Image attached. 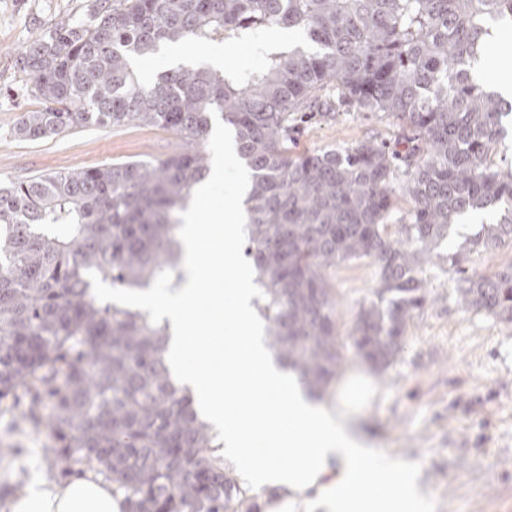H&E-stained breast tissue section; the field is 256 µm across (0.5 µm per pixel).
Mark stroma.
I'll return each mask as SVG.
<instances>
[{"label":"stroma","mask_w":512,"mask_h":512,"mask_svg":"<svg viewBox=\"0 0 512 512\" xmlns=\"http://www.w3.org/2000/svg\"><path fill=\"white\" fill-rule=\"evenodd\" d=\"M90 2L0 0V183L163 158L181 148L174 133L141 124L91 126L36 142L14 137L20 115L38 107L14 73L15 52L39 29L85 15ZM217 59L242 69L260 62L255 49L233 42L183 41L135 59L134 65L151 80L180 64L195 68ZM298 129L297 153L339 151L365 140L400 151L408 134L396 117L353 107L304 114ZM201 151L206 159H220L229 175L210 183L202 207L238 211L246 173L235 151L225 150L220 136L208 137ZM494 219L491 213L464 219L439 246V258L422 267L428 301L409 322L401 355L381 373L357 356L351 338L356 315L377 286L378 268L365 259L331 273L343 362L323 399L336 401L350 381L367 382L368 394L358 405L360 427L378 450L418 464L431 512H512V325L459 305L457 275L444 260L463 253V268L486 276L512 264L510 241L488 251L462 250L466 238ZM48 445L45 432L0 416V512H9L18 473L48 479Z\"/></svg>","instance_id":"obj_1"}]
</instances>
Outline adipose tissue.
<instances>
[{"label":"adipose tissue","instance_id":"obj_1","mask_svg":"<svg viewBox=\"0 0 512 512\" xmlns=\"http://www.w3.org/2000/svg\"><path fill=\"white\" fill-rule=\"evenodd\" d=\"M235 224L223 213L192 206L182 234L189 269L178 291L137 297L171 338L165 357L177 368L218 432L224 456L254 489L279 488L283 506L265 512H427L418 468L374 448L348 411L364 396L348 385L340 408L310 400L280 369L254 318L257 295L239 269ZM207 265H199L203 246ZM213 337L189 341V320ZM11 512H124L112 486L92 471L62 483L38 481L19 490Z\"/></svg>","mask_w":512,"mask_h":512}]
</instances>
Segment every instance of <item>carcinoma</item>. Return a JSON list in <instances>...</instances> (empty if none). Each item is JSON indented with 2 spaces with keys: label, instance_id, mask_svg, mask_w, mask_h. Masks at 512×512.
<instances>
[{
  "label": "carcinoma",
  "instance_id": "1",
  "mask_svg": "<svg viewBox=\"0 0 512 512\" xmlns=\"http://www.w3.org/2000/svg\"><path fill=\"white\" fill-rule=\"evenodd\" d=\"M298 39L279 46L270 29ZM512 30V0H95L14 61L39 101L15 135L38 141L88 127L141 123L187 148L165 159L105 163L0 184V412L44 431L61 476L112 480L126 512H258L215 455L216 436L165 359L168 328L97 294L181 280L178 231L207 175L200 145L220 119L248 170L245 255L270 346L316 396L342 359L329 272L370 258L374 299L352 332L377 372L396 361L427 302L418 270L458 220L485 211L468 251L512 240V167L491 160L512 98L478 77L495 30ZM252 43L250 69L178 66L153 81L134 69L165 43ZM336 85L338 101L322 99ZM388 112L409 129L405 154L372 141L295 154L293 116L335 103ZM410 220L388 232L396 161ZM466 309L512 324V266L468 275Z\"/></svg>",
  "mask_w": 512,
  "mask_h": 512
}]
</instances>
